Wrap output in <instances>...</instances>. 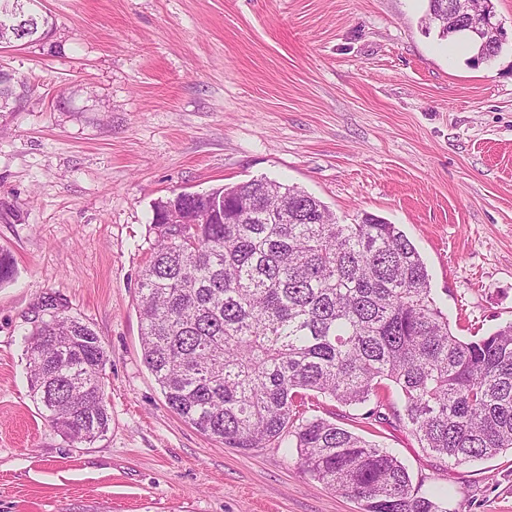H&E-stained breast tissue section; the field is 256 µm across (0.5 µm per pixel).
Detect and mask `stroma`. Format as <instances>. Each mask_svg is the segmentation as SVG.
I'll use <instances>...</instances> for the list:
<instances>
[{
	"label": "stroma",
	"instance_id": "1",
	"mask_svg": "<svg viewBox=\"0 0 512 512\" xmlns=\"http://www.w3.org/2000/svg\"><path fill=\"white\" fill-rule=\"evenodd\" d=\"M478 61L426 28L427 0H38L50 36L0 51L26 86L0 115V512H360L296 449L241 450L167 406L143 362L137 282L160 198L267 178L337 223L372 213L420 252L456 335L512 322V0ZM58 295L110 355L112 417L66 440L30 395L29 308ZM310 396L322 418L389 448L446 512H512V451L454 467L403 412Z\"/></svg>",
	"mask_w": 512,
	"mask_h": 512
}]
</instances>
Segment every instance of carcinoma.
<instances>
[{
    "mask_svg": "<svg viewBox=\"0 0 512 512\" xmlns=\"http://www.w3.org/2000/svg\"><path fill=\"white\" fill-rule=\"evenodd\" d=\"M452 0H428V24L447 34ZM461 33L477 59L497 56L506 32ZM172 205L137 282L142 355L168 407L199 432L249 450L291 436L300 465L361 512H443L411 490L402 463L324 419L290 427L310 393L366 406L381 422V383H394L421 447L463 466L512 450V323L476 339L456 336L432 297L427 267L397 225L366 213L338 224L297 186L253 179ZM0 249V285L13 279ZM24 334L33 399L73 443L106 435L109 355L96 331L45 294Z\"/></svg>",
    "mask_w": 512,
    "mask_h": 512,
    "instance_id": "obj_1",
    "label": "carcinoma"
}]
</instances>
